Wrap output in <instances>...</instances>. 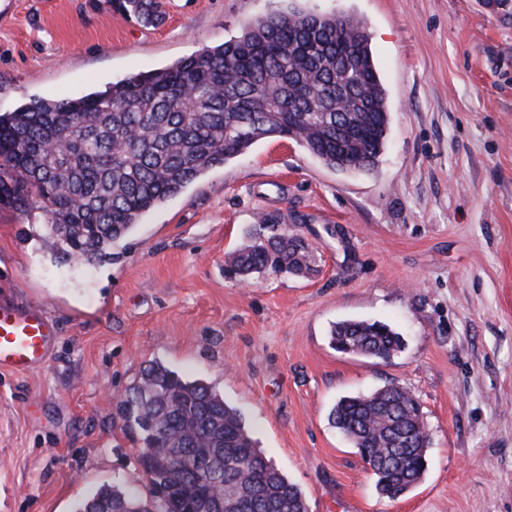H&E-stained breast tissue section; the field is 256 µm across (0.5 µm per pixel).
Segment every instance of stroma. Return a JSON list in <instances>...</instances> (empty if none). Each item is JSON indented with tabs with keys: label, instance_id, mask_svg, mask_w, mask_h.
<instances>
[{
	"label": "stroma",
	"instance_id": "obj_1",
	"mask_svg": "<svg viewBox=\"0 0 512 512\" xmlns=\"http://www.w3.org/2000/svg\"><path fill=\"white\" fill-rule=\"evenodd\" d=\"M365 24L386 89L376 169L328 167L265 139L155 207L108 263L58 262L40 206L0 204V302L37 307L57 340L0 370V512H73L104 485L142 488L139 446L106 408L158 361L238 408L309 512H512V10L486 0H294ZM285 0H166L145 28L112 0H0V113L79 97L241 34ZM291 227L314 270L244 285L224 254L256 224ZM381 321L382 362L329 330ZM411 390L431 435L408 493L374 477L328 416L344 396ZM330 344L338 352L386 361L401 351L403 338L391 326L366 320H345L330 331Z\"/></svg>",
	"mask_w": 512,
	"mask_h": 512
}]
</instances>
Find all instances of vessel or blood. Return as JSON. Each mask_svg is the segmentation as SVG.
Returning <instances> with one entry per match:
<instances>
[{"label": "vessel or blood", "instance_id": "obj_1", "mask_svg": "<svg viewBox=\"0 0 512 512\" xmlns=\"http://www.w3.org/2000/svg\"><path fill=\"white\" fill-rule=\"evenodd\" d=\"M55 337L53 322L40 310L0 304V368L21 372L36 369Z\"/></svg>", "mask_w": 512, "mask_h": 512}]
</instances>
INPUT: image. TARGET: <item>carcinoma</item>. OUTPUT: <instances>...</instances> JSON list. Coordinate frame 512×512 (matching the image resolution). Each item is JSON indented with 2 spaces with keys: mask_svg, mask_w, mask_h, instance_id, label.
<instances>
[{
  "mask_svg": "<svg viewBox=\"0 0 512 512\" xmlns=\"http://www.w3.org/2000/svg\"><path fill=\"white\" fill-rule=\"evenodd\" d=\"M113 3L144 27L166 18L163 0ZM388 126L364 22L290 6L169 67L0 113V200L41 204L49 247L62 260L103 263L146 212L261 140L291 139L329 167L368 172ZM264 229L225 253L230 278L313 271L303 237ZM330 344L386 361L403 338L385 323L345 320ZM113 401L125 429L154 440L152 454L139 452L148 495L102 486L74 512H308L300 488L256 448L240 411L206 383L152 361ZM329 418L370 465L379 495L395 500L423 477L427 426L410 390L392 384L342 397Z\"/></svg>",
  "mask_w": 512,
  "mask_h": 512,
  "instance_id": "carcinoma-1",
  "label": "carcinoma"
}]
</instances>
